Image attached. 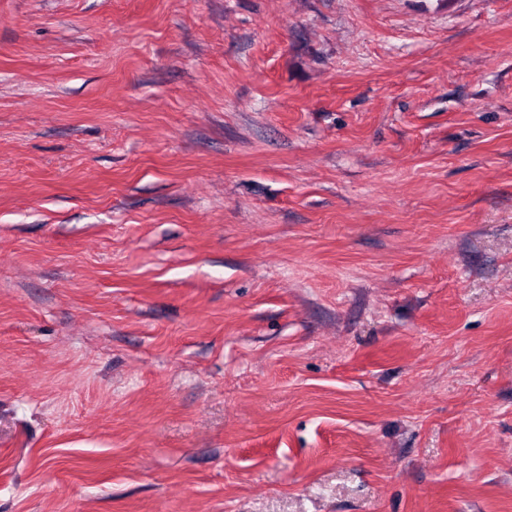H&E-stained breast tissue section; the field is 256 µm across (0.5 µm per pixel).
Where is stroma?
<instances>
[{"mask_svg": "<svg viewBox=\"0 0 512 512\" xmlns=\"http://www.w3.org/2000/svg\"><path fill=\"white\" fill-rule=\"evenodd\" d=\"M0 512H512V0H0Z\"/></svg>", "mask_w": 512, "mask_h": 512, "instance_id": "obj_1", "label": "stroma"}]
</instances>
